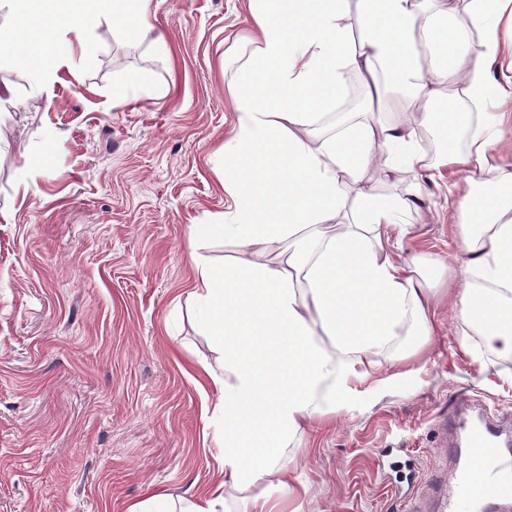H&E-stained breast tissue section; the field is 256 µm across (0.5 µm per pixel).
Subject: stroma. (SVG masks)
Instances as JSON below:
<instances>
[{
  "mask_svg": "<svg viewBox=\"0 0 512 512\" xmlns=\"http://www.w3.org/2000/svg\"><path fill=\"white\" fill-rule=\"evenodd\" d=\"M160 43L109 21L42 88L25 59L0 68V512H130L147 492L181 501L224 478L222 355L190 295L195 261L234 242L202 238L233 209L222 183L233 99L256 28L250 0H153ZM124 87L131 103L113 91ZM447 179H425L401 258L467 259ZM449 307L435 345L390 393L296 437L284 459L308 484L285 512H409L430 476L458 468L460 435L437 448L457 396L512 419V379Z\"/></svg>",
  "mask_w": 512,
  "mask_h": 512,
  "instance_id": "35a3bbf8",
  "label": "stroma"
}]
</instances>
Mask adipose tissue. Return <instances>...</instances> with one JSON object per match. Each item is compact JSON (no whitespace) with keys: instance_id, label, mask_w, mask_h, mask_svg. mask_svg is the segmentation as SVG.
Segmentation results:
<instances>
[{"instance_id":"ef3b65f1","label":"adipose tissue","mask_w":512,"mask_h":512,"mask_svg":"<svg viewBox=\"0 0 512 512\" xmlns=\"http://www.w3.org/2000/svg\"><path fill=\"white\" fill-rule=\"evenodd\" d=\"M353 0H252L256 50L234 98L236 132L224 143V187L233 214L198 224L199 235L234 241L224 269L199 267L200 319L224 355L217 409L224 422V479L201 500L175 506L152 493L131 512H275L272 489L301 481L280 458L304 428L351 407L382 366L407 360L403 337L432 343L440 295L479 326L484 345L512 378V0H354L359 38L345 18ZM152 0H0L15 20L0 25V67L25 55L41 85L67 68L66 32H90L104 18L149 36ZM391 76L377 96L411 100L394 122H357L311 137L315 111L334 99L345 70ZM465 113L477 130L466 152L428 158L419 128L456 132L436 104ZM446 171L455 181L468 255L459 279L439 261L396 259L410 197L359 193L350 183L419 180Z\"/></svg>"}]
</instances>
